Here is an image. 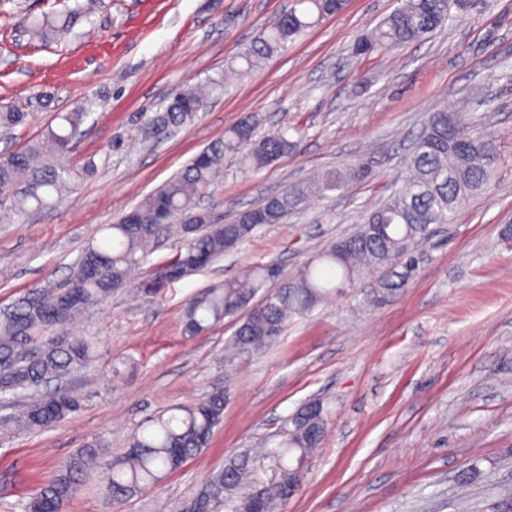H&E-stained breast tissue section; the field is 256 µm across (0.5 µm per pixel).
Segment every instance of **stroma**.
<instances>
[{
  "mask_svg": "<svg viewBox=\"0 0 512 512\" xmlns=\"http://www.w3.org/2000/svg\"><path fill=\"white\" fill-rule=\"evenodd\" d=\"M73 2L0 0V103L27 114L0 137V152L92 99L70 161L97 167L55 206L0 224V309L33 286L64 283L89 241L240 121L258 138L298 129L300 146L250 170L225 155L223 179L199 204L210 223H230L316 171L360 161L371 176L261 227L154 296L138 285L182 241L165 240L133 268L129 288L79 324L97 342L94 362L65 382L83 395L81 409L48 430L0 439V512H23L85 443L102 437L109 455L121 454L146 418L216 390L224 419L198 456L119 505L94 478L65 512H185L209 474L244 450L255 453V480L269 482L275 462L259 449L312 399L328 407V431L283 512H489L512 494V0H477L424 39L368 57L354 53L356 40L401 0H346L250 72L228 71V58L291 0H103L51 47L17 27L22 15ZM217 77L223 91L194 121L163 138L151 133L149 117L172 92ZM474 97L490 102L474 116L498 146L494 176L397 265V290H384L386 272H368L272 345L230 362L233 320L185 333L183 310L201 291L256 263L293 275L352 232L399 187L429 113L467 109Z\"/></svg>",
  "mask_w": 512,
  "mask_h": 512,
  "instance_id": "stroma-1",
  "label": "stroma"
}]
</instances>
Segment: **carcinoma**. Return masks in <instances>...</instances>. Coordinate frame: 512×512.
Returning a JSON list of instances; mask_svg holds the SVG:
<instances>
[{"label":"carcinoma","instance_id":"carcinoma-1","mask_svg":"<svg viewBox=\"0 0 512 512\" xmlns=\"http://www.w3.org/2000/svg\"><path fill=\"white\" fill-rule=\"evenodd\" d=\"M345 0H294L279 22L264 29L229 61H240L251 71L277 53L288 40L324 16L340 11ZM466 8L463 0H403L369 34L360 38V55L382 53L426 37L449 18L451 8ZM91 8L77 3L63 11L27 14L20 31L49 43L69 34ZM201 93L175 91L162 112L150 118L159 133H170L191 122L199 111ZM91 115L90 105L55 115L56 124L22 149L0 156V197L9 201L7 218L24 216L62 200L79 172L67 163L69 154ZM26 113L0 106V131L9 134L25 124ZM248 121L230 127L224 139L197 154L178 175L125 212L109 233L89 243L70 277L57 288L36 287L0 313V393L19 389L28 393L16 411L0 417V433L37 432L68 418L81 406L72 391L50 388L76 368L86 366L96 353V342L75 336L73 326L113 293L128 287L132 268L160 238L177 234L184 249L177 252L140 286L154 294L168 282L184 278L220 258L225 251L247 242L266 224H279L301 209L310 197L345 191L365 179L368 167L355 162L340 171H328L310 182L289 186L256 207L238 214L229 224H209L198 214L193 224L179 217L195 213L197 200L224 168V155L241 154L246 169L269 165L297 149L287 131L252 142ZM493 141L470 126L466 118L447 108L432 112L408 158L402 186L363 218L357 230L331 243L283 281L272 266L257 264L245 274L224 280L197 294L184 311L185 329L199 335L226 318L235 320L233 344L241 349L250 341L273 343L292 319L317 307L331 292L352 287L365 272L385 268L410 255L432 233V226L451 224L467 199L487 188L496 168ZM224 392L206 395L190 405H173L154 415L131 437L129 448L112 459L104 476L112 501L121 504L164 480L207 447L224 415ZM329 410L310 400L283 420L272 435L271 452L282 468L268 485L245 490L252 460L230 459L206 480L196 499L205 512L234 509L249 496L267 503L269 512H283L288 490L281 482L288 464L309 457L328 429ZM108 445L95 439L62 462L53 477L38 487L25 512H63L81 491L87 477L102 469Z\"/></svg>","mask_w":512,"mask_h":512}]
</instances>
